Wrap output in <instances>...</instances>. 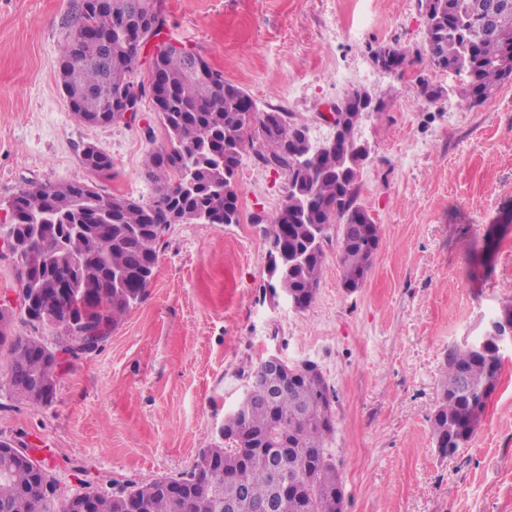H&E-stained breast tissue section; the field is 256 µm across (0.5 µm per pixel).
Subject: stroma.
<instances>
[{"label": "stroma", "mask_w": 512, "mask_h": 512, "mask_svg": "<svg viewBox=\"0 0 512 512\" xmlns=\"http://www.w3.org/2000/svg\"><path fill=\"white\" fill-rule=\"evenodd\" d=\"M161 40L203 56L246 90L327 134L323 112L353 89L383 97L360 135L371 148L359 201L379 227L370 272L343 288L335 243L312 305L268 287L267 241L287 177L245 151L243 220L171 225L145 299L97 351L74 360L49 405L15 400L0 361V440L48 450L61 493H118L192 470L267 357L313 361L334 388L327 441L344 512H512V344L469 443L441 458L432 439L451 345L512 301V81L483 101L467 79L413 57L419 0H161ZM75 0H0V209L30 181L87 178L91 142L112 159L98 185L143 200L164 131L150 100L136 123L90 126L57 79ZM407 55L388 71L372 53ZM441 88L431 100L421 83Z\"/></svg>", "instance_id": "stroma-1"}]
</instances>
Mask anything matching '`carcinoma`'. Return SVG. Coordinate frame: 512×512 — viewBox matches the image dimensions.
<instances>
[{
	"label": "carcinoma",
	"instance_id": "cac0c4a2",
	"mask_svg": "<svg viewBox=\"0 0 512 512\" xmlns=\"http://www.w3.org/2000/svg\"><path fill=\"white\" fill-rule=\"evenodd\" d=\"M493 8L512 24V0H437L426 15L424 45L416 52L421 62L464 74L466 93L476 101L505 82V46L487 21ZM78 12V24L59 51L58 80L73 114L94 126L109 103L132 88H140L144 97L151 91L134 79L141 45L125 31L109 30L112 56H107L99 37L83 34L99 24L90 0H80ZM112 13L129 15L136 26L147 25L153 37L160 34L153 26L165 24L157 0H112ZM191 55L165 43L152 53L163 83V103L155 112L166 140L146 160L156 185L153 200L107 193L90 180L30 181L13 196L15 219L1 223L0 230L30 245L28 252L13 258L15 283L29 293L42 288L51 274L53 251L62 246L79 271L76 286L93 296L96 308L95 321L86 323L67 301L51 299V324L42 317L21 316L34 336L15 330L13 315L0 319V355L8 363L13 398L30 401L32 387L49 374L60 377L71 362L57 354L62 346L86 339L100 345L143 301L160 250L153 225L169 226L174 218L198 224L206 215L215 224L240 223L239 195L225 171L240 164L239 150L248 140L259 141L254 153L259 164L287 175L283 204L263 229L268 263L278 270L269 287L295 297L300 310L311 306L325 262L324 243L330 239L328 224L339 225L336 244L343 279L369 269L379 233L370 235L365 225L347 222L351 213L363 209L358 203L361 162L352 149L360 141V123L369 108L346 98L336 105V111L348 114L341 148L334 153L306 149L301 139L305 123L273 108L252 110L249 94L203 57H198L202 71H189ZM373 60L391 68L404 63L405 55L380 48ZM81 163L91 174L112 170L111 157L100 150L97 159L83 157ZM66 224H85L88 230L71 235L64 232ZM308 365L282 364L285 383L274 392L266 362H261L250 378L249 402L224 420V445L200 449L193 469L178 478L146 479L124 493L99 499L112 502L115 509L130 498L140 504V512H258L268 501L279 502L273 512H341L340 476L325 448L335 429L334 395L322 377L308 373ZM500 368L493 338L482 350L458 344L448 348L432 421L441 456L455 454L470 441ZM269 448L284 449V463L295 478L286 503L271 483L274 459ZM45 473L41 465L25 468L0 455V512H52L40 506ZM175 490L177 497L172 496Z\"/></svg>",
	"mask_w": 512,
	"mask_h": 512
}]
</instances>
